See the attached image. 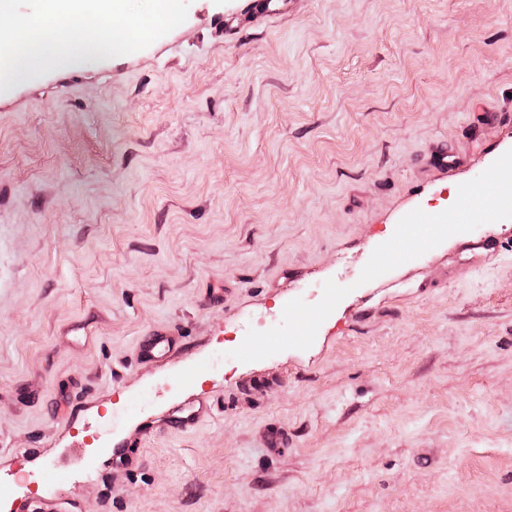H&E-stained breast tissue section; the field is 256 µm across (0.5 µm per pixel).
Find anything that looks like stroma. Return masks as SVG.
Returning <instances> with one entry per match:
<instances>
[{"label": "stroma", "instance_id": "stroma-1", "mask_svg": "<svg viewBox=\"0 0 512 512\" xmlns=\"http://www.w3.org/2000/svg\"><path fill=\"white\" fill-rule=\"evenodd\" d=\"M252 4L0 96L7 512H512V218L358 281L512 147V0ZM181 336V333L177 329L153 333L142 345V358L149 360L154 358L161 350H173L178 345Z\"/></svg>", "mask_w": 512, "mask_h": 512}]
</instances>
